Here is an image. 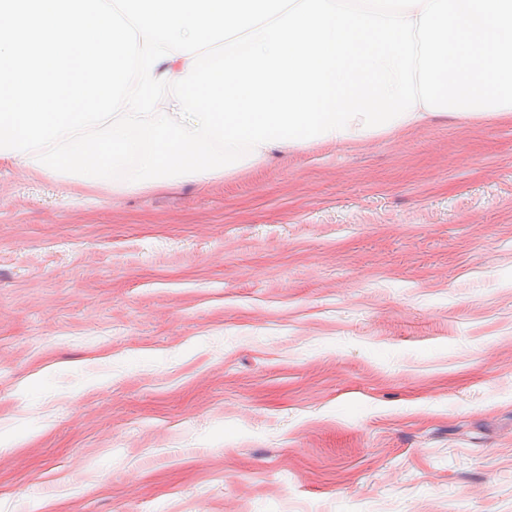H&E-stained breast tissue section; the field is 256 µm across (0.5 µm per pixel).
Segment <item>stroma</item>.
I'll return each instance as SVG.
<instances>
[{
  "instance_id": "1",
  "label": "stroma",
  "mask_w": 512,
  "mask_h": 512,
  "mask_svg": "<svg viewBox=\"0 0 512 512\" xmlns=\"http://www.w3.org/2000/svg\"><path fill=\"white\" fill-rule=\"evenodd\" d=\"M0 512H512V121L1 161Z\"/></svg>"
}]
</instances>
